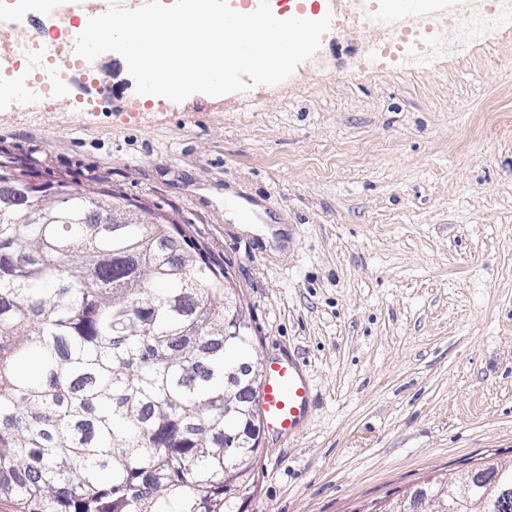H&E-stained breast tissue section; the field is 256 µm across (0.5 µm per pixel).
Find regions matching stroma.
<instances>
[{
    "label": "stroma",
    "mask_w": 512,
    "mask_h": 512,
    "mask_svg": "<svg viewBox=\"0 0 512 512\" xmlns=\"http://www.w3.org/2000/svg\"><path fill=\"white\" fill-rule=\"evenodd\" d=\"M433 12L423 62L328 30L284 82L142 100L122 56L50 112L0 80V160L160 207L228 271L252 361L297 358L312 409L260 437L247 512H371L428 477L512 460V26Z\"/></svg>",
    "instance_id": "stroma-1"
}]
</instances>
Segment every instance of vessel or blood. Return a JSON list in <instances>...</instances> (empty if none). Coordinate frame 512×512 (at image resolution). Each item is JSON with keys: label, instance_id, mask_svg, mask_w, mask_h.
<instances>
[{"label": "vessel or blood", "instance_id": "1", "mask_svg": "<svg viewBox=\"0 0 512 512\" xmlns=\"http://www.w3.org/2000/svg\"><path fill=\"white\" fill-rule=\"evenodd\" d=\"M261 415L266 428L283 437L301 431L311 412V387L302 367L292 359L265 366Z\"/></svg>", "mask_w": 512, "mask_h": 512}]
</instances>
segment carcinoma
<instances>
[{
  "label": "carcinoma",
  "mask_w": 512,
  "mask_h": 512,
  "mask_svg": "<svg viewBox=\"0 0 512 512\" xmlns=\"http://www.w3.org/2000/svg\"><path fill=\"white\" fill-rule=\"evenodd\" d=\"M96 187L41 222L0 199V502L11 512H239L259 443L224 450L262 384L224 414L226 271L179 225L95 224ZM508 494L488 512H512Z\"/></svg>",
  "instance_id": "obj_1"
}]
</instances>
